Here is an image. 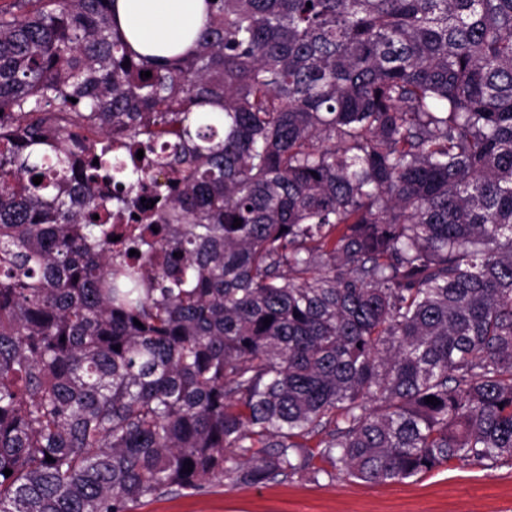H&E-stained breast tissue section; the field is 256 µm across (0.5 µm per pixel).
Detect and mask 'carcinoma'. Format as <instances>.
<instances>
[{
  "label": "carcinoma",
  "mask_w": 512,
  "mask_h": 512,
  "mask_svg": "<svg viewBox=\"0 0 512 512\" xmlns=\"http://www.w3.org/2000/svg\"><path fill=\"white\" fill-rule=\"evenodd\" d=\"M112 3L0 6V512L512 458V0ZM205 0H116L115 17L131 49L170 57L193 47L206 22Z\"/></svg>",
  "instance_id": "carcinoma-1"
}]
</instances>
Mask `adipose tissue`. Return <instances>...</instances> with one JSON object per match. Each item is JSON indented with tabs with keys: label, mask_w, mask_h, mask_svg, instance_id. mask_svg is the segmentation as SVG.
I'll return each mask as SVG.
<instances>
[{
	"label": "adipose tissue",
	"mask_w": 512,
	"mask_h": 512,
	"mask_svg": "<svg viewBox=\"0 0 512 512\" xmlns=\"http://www.w3.org/2000/svg\"><path fill=\"white\" fill-rule=\"evenodd\" d=\"M114 10L131 49L147 56L186 52L206 22L204 0H115Z\"/></svg>",
	"instance_id": "1"
}]
</instances>
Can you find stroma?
<instances>
[{
  "label": "stroma",
  "instance_id": "35a3bbf8",
  "mask_svg": "<svg viewBox=\"0 0 512 512\" xmlns=\"http://www.w3.org/2000/svg\"><path fill=\"white\" fill-rule=\"evenodd\" d=\"M134 512H512V459L454 463L402 481L278 477L146 499Z\"/></svg>",
  "mask_w": 512,
  "mask_h": 512
}]
</instances>
